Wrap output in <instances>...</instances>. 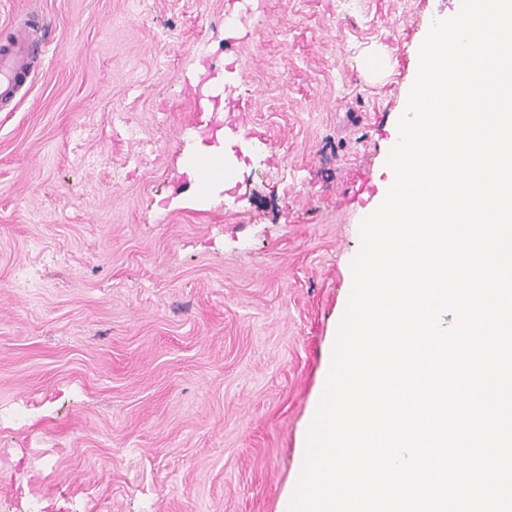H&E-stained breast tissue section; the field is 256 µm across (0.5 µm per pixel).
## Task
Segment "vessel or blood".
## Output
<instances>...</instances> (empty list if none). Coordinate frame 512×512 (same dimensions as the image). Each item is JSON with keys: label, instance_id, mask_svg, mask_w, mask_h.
<instances>
[{"label": "vessel or blood", "instance_id": "1", "mask_svg": "<svg viewBox=\"0 0 512 512\" xmlns=\"http://www.w3.org/2000/svg\"><path fill=\"white\" fill-rule=\"evenodd\" d=\"M41 43L38 27H15L10 42L0 46V105L12 104L26 85L31 56Z\"/></svg>", "mask_w": 512, "mask_h": 512}]
</instances>
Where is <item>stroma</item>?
Listing matches in <instances>:
<instances>
[{"label":"stroma","instance_id":"35a3bbf8","mask_svg":"<svg viewBox=\"0 0 512 512\" xmlns=\"http://www.w3.org/2000/svg\"><path fill=\"white\" fill-rule=\"evenodd\" d=\"M456 9L0 0V44L32 11L47 43L0 109V512H279L419 47Z\"/></svg>","mask_w":512,"mask_h":512}]
</instances>
